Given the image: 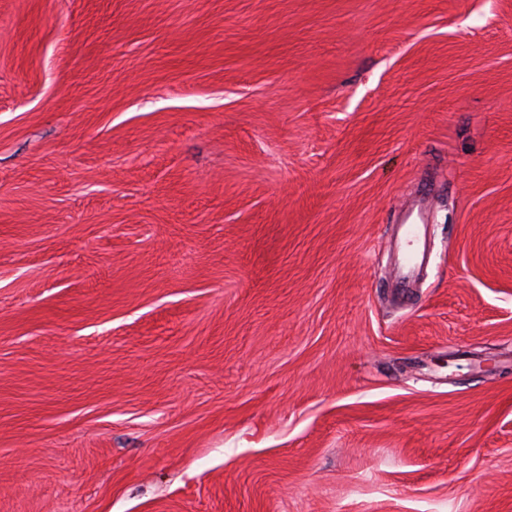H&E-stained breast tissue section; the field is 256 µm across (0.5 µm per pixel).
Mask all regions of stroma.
Segmentation results:
<instances>
[{
	"label": "stroma",
	"instance_id": "stroma-1",
	"mask_svg": "<svg viewBox=\"0 0 512 512\" xmlns=\"http://www.w3.org/2000/svg\"><path fill=\"white\" fill-rule=\"evenodd\" d=\"M0 512H512V0H0ZM398 225L401 241L397 244L398 257L394 279L401 287L397 290L407 293L410 290L408 287L415 281L426 260V251L425 247L421 249L418 246L414 250H407L405 245L409 247L418 244L426 225L422 223L419 214L414 216L413 212L405 213Z\"/></svg>",
	"mask_w": 512,
	"mask_h": 512
}]
</instances>
